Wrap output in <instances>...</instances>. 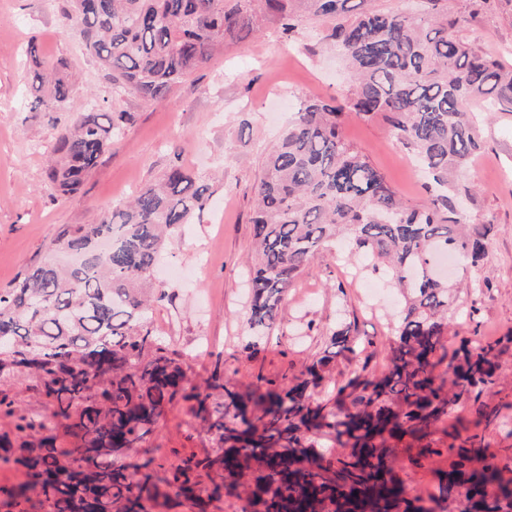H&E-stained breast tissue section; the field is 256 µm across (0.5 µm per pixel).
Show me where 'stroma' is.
Returning <instances> with one entry per match:
<instances>
[{"instance_id": "stroma-1", "label": "stroma", "mask_w": 512, "mask_h": 512, "mask_svg": "<svg viewBox=\"0 0 512 512\" xmlns=\"http://www.w3.org/2000/svg\"><path fill=\"white\" fill-rule=\"evenodd\" d=\"M64 0H0V288L31 261L48 258L63 230L92 223L110 204L131 200L146 183L183 166L209 199L191 224L177 230L152 275L165 298L155 304L152 325L170 340L200 383L221 371L225 386L252 395L259 378L293 383L305 366L324 355L338 325L371 340L366 350L338 355L329 376L337 384L374 381L392 357V317L398 296L369 262L350 255L345 241L323 248L298 276L282 303L274 332L252 355L241 337L248 303L246 281L253 254L251 216L265 155L281 129L308 98L344 104L347 75L336 53L320 42L326 26L308 20L285 36L275 19L260 21L254 34L228 41L158 103L116 94L109 71L87 55L78 29L67 26ZM476 11L473 24L485 52L512 62V0L479 10L476 0H448L449 14ZM59 67L73 84L60 125L95 105L130 113L119 142L89 173L82 191L60 196L44 170L53 130L35 103L36 73ZM483 151L458 180L469 192V223L492 220L483 270L464 273L461 302L474 314L450 318L433 358L437 380L448 379L461 342L478 348L498 342V380L493 394L461 399L448 410L432 438L438 456L399 447L396 471L409 497L439 499V475L455 454L452 431L479 435L484 453L512 482V112L476 115ZM342 132L409 203L428 194L410 153L381 118L346 112ZM212 438L191 404L169 406L145 448L147 458L173 465L187 456L214 453Z\"/></svg>"}]
</instances>
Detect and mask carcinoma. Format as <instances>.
I'll return each instance as SVG.
<instances>
[{
    "label": "carcinoma",
    "instance_id": "obj_1",
    "mask_svg": "<svg viewBox=\"0 0 512 512\" xmlns=\"http://www.w3.org/2000/svg\"><path fill=\"white\" fill-rule=\"evenodd\" d=\"M421 12L380 10L372 0H69L64 17L112 83L145 101L206 63L228 38L250 35L262 18L284 33L304 21L331 24L325 40L345 59L348 100L365 118L382 117L437 188L405 203L342 136V110L304 103L266 155L252 217L256 259L248 278L244 350L255 353L275 329L280 305L318 252L342 236L352 253L383 270L405 297L395 318L389 372L363 387L335 385L334 407L314 397L333 358L359 345L349 329L332 333L334 350L288 386L259 378L248 403L224 390L219 373L191 383L189 366L158 336L146 285L173 232L202 210L207 188L180 166L143 186L99 221L67 229L56 245L79 260L26 265L0 289V463L24 480L0 485L6 512H149L171 496L207 512L222 489H248L252 512H432L405 497L395 474L397 443L428 438L448 407L496 382L497 343L461 344L450 385L436 383L432 358L447 327L453 285L434 277L433 259L455 252L466 268L486 256L493 224H469L452 189L483 149L471 107L512 112V65L468 36L470 19L450 17L444 0ZM36 75L38 107L65 111L71 84ZM127 112H84L57 134L47 180L78 192L112 147ZM31 393L36 410L25 402ZM192 402L218 451L170 467L125 463L166 408ZM329 436L349 453H309ZM478 436L457 448L441 497L466 496L471 512H512V483L482 458ZM213 488L204 497L201 478Z\"/></svg>",
    "mask_w": 512,
    "mask_h": 512
}]
</instances>
